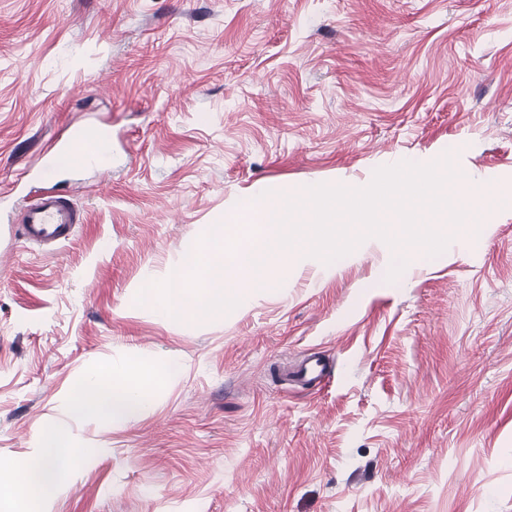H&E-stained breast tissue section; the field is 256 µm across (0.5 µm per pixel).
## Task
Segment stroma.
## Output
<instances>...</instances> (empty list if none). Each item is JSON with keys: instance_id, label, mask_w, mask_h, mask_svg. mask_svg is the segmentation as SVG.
<instances>
[{"instance_id": "1", "label": "stroma", "mask_w": 512, "mask_h": 512, "mask_svg": "<svg viewBox=\"0 0 512 512\" xmlns=\"http://www.w3.org/2000/svg\"><path fill=\"white\" fill-rule=\"evenodd\" d=\"M89 125L111 173L57 167L83 222L26 242L38 158ZM447 154L512 193V0H0V463L55 422L84 452L47 512H512V213L395 285L375 239L220 321L135 302L257 184ZM146 355L182 364L148 413L69 416Z\"/></svg>"}]
</instances>
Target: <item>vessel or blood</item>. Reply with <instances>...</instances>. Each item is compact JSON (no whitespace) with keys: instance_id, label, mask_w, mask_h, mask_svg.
I'll return each mask as SVG.
<instances>
[{"instance_id":"vessel-or-blood-1","label":"vessel or blood","mask_w":512,"mask_h":512,"mask_svg":"<svg viewBox=\"0 0 512 512\" xmlns=\"http://www.w3.org/2000/svg\"><path fill=\"white\" fill-rule=\"evenodd\" d=\"M87 149L100 166H108L112 153L111 136H95L85 140L71 137L62 144L63 151ZM78 222L73 206L52 189H44L22 218L23 237L38 244L59 243L69 239Z\"/></svg>"}]
</instances>
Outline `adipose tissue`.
<instances>
[{
	"label": "adipose tissue",
	"instance_id": "adipose-tissue-1",
	"mask_svg": "<svg viewBox=\"0 0 512 512\" xmlns=\"http://www.w3.org/2000/svg\"><path fill=\"white\" fill-rule=\"evenodd\" d=\"M180 371L176 359H139L133 365L107 363L91 368L80 380L68 401L69 413L77 418L92 417L106 422H121L147 413L154 393L150 381L173 379ZM35 438L40 455L11 465L17 494L9 501V512H44L45 491L34 477L46 473L53 486L70 476L79 452L69 432L56 423L41 426Z\"/></svg>",
	"mask_w": 512,
	"mask_h": 512
}]
</instances>
